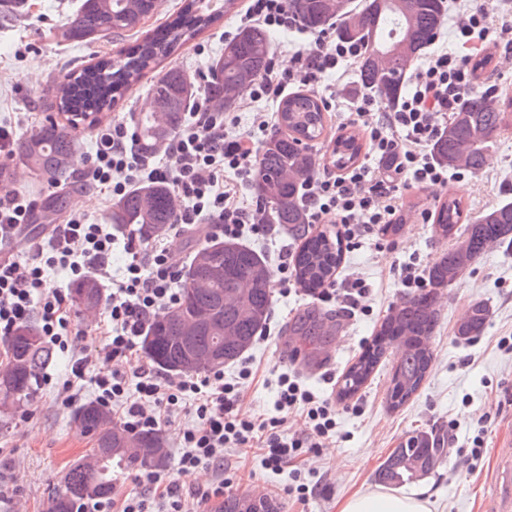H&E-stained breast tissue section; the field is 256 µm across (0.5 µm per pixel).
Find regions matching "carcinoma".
Returning <instances> with one entry per match:
<instances>
[{
  "instance_id": "carcinoma-1",
  "label": "carcinoma",
  "mask_w": 512,
  "mask_h": 512,
  "mask_svg": "<svg viewBox=\"0 0 512 512\" xmlns=\"http://www.w3.org/2000/svg\"><path fill=\"white\" fill-rule=\"evenodd\" d=\"M190 0L176 23L156 32L117 65L107 59L74 70L53 88L55 107L61 115L75 117L86 112L103 115L123 98L127 86L142 73L170 56L222 19ZM158 0H81L61 29L67 41L87 42L135 30L157 10ZM299 26L319 31L336 25L338 38L365 45L357 65L359 89L367 90L391 107L401 97L411 65L440 34L446 5L444 0H366L360 10H351L339 0H290ZM271 62L269 35L261 27L246 25L224 43V52L212 62L210 97L224 108L233 105L239 91L261 77ZM193 84L178 68L164 70L151 84L153 109L134 116L138 149L150 154L159 149L181 126L189 111ZM322 102L312 93L299 91L282 98L277 106V129L257 155L253 191L258 202L255 220L259 224L286 226L303 236L308 223L302 203L301 184L317 171L319 162L310 143L326 131ZM512 130V98L491 100L478 88L468 91L453 119L431 145V155L452 171L466 170L477 176L488 162L497 140ZM76 140L59 123H49L25 132L21 137V158L36 176L56 182L67 179ZM366 148L354 131L333 142L326 161L336 168L358 162ZM112 223L134 227L149 240L173 223L170 188L163 183L143 184L118 200L110 213ZM434 234L449 247L429 266V290L410 296L394 307L375 333V338L346 370L339 389L343 397L355 395L368 381L391 344L401 354L392 368L386 393L388 405L399 408L421 387L433 363L430 337L438 320V290L446 288L468 271L492 245L512 246V202H501L467 219L460 199L450 196L435 209ZM212 259L224 265V278L206 288H188L180 283V301L175 306L183 315L207 314L234 325L239 341L224 345V362L247 351L271 314V270L262 254L234 241L213 250ZM342 260V247L331 234L320 231L304 236L294 260L295 275L306 288L316 290L332 282ZM241 280H252L244 304L224 300V290ZM83 293L86 306L93 309L102 301L99 282L92 276L76 282L71 295ZM489 310L482 302L471 305L460 324L459 336L482 333ZM323 328L319 314L309 312L294 328L295 336H317ZM181 334L180 323L162 314L147 326L152 351L146 356L159 368L181 363L182 349L171 342ZM11 367L0 376V404L30 399L38 385V372L51 361L37 327L20 325L7 339ZM75 422L95 438V447L72 463L65 472L49 512H78L86 502L109 498L115 483L112 473L130 467L149 468L156 452H164L163 441L154 431L133 434L137 447L121 448L129 431L112 420L96 402L82 405ZM443 441L433 433L408 435L378 472L381 482L403 485L417 479V473L402 461L417 460L427 471L441 461Z\"/></svg>"
}]
</instances>
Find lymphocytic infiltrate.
<instances>
[{
	"label": "lymphocytic infiltrate",
	"instance_id": "obj_1",
	"mask_svg": "<svg viewBox=\"0 0 512 512\" xmlns=\"http://www.w3.org/2000/svg\"><path fill=\"white\" fill-rule=\"evenodd\" d=\"M457 16L454 35L460 53L433 51L411 91L395 108L377 113L371 98L352 99L351 112L374 164H356L343 171L326 168L303 182L302 199L311 223L340 225L348 249L360 246L376 227L394 223L403 205V181L422 188L447 185V169L426 148L471 89V58L489 45L512 49V22L500 20L471 0H458ZM245 17L272 30L296 28L288 0H247ZM363 52V45L356 42L315 38L313 50L296 56L293 69L269 66L254 83L252 97L278 101L291 87L319 82L329 71L356 65ZM237 122L236 113L218 109L208 94H201L186 123L162 151L149 156L135 152V132L127 123L101 125L95 154L81 169V179L107 200L123 197L140 182L167 184L176 202L168 231L176 236L239 240L250 233H266V225L255 221V204L241 189L253 177L258 143L274 128L275 119L264 117L255 131L228 136L226 127ZM37 207L34 199L10 191L0 193V252L15 246ZM114 242L111 225L87 223L83 214L73 212L65 223L53 225L47 248L36 249L24 261L0 260V335L10 336L17 326L34 320L41 336L62 352L68 349L73 322L67 295L51 286L49 270L67 269L75 281L95 274L110 287L97 324L100 352H85L73 361L71 377L57 393L61 405H73L78 399L77 384L88 379L97 402L129 430L170 426L183 413L193 418L180 430L182 451L173 470L148 475L152 498L112 500L113 512H149L152 500L161 505V512H200L203 504L224 494L225 449L253 446L258 447L268 469L292 465L293 490L298 499H306L309 487L301 479V461L336 428L327 400L291 376H283L279 408L303 417L309 426L308 432L287 437L280 431L283 419L261 420L240 409L237 388L225 382L223 370L178 379L155 371L139 356L137 340L148 321L178 303L176 285L182 268L173 262L164 241L144 247L131 238L126 242L129 262L120 273H113ZM99 357L110 363V370L88 376L89 367ZM202 466L213 469L216 482L183 490L179 475Z\"/></svg>",
	"mask_w": 512,
	"mask_h": 512
}]
</instances>
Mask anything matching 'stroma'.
Instances as JSON below:
<instances>
[{
  "mask_svg": "<svg viewBox=\"0 0 512 512\" xmlns=\"http://www.w3.org/2000/svg\"><path fill=\"white\" fill-rule=\"evenodd\" d=\"M74 0H24L20 16L0 28V126L23 134L56 117L51 89L77 63L101 58L120 61L144 37L171 22L184 0H166L162 11L136 30L91 43L63 40L59 28L72 11ZM243 8L164 59L162 68L177 66L191 79L209 74L210 64L222 51L229 34L241 26ZM204 55H197L198 47ZM10 191L38 203L63 193L69 211L89 222L108 221L109 207L90 195L80 182L63 184L36 178L19 158L5 160ZM460 198L467 214L475 216L512 200V132L501 136L481 175L450 177L447 185L420 189L403 186L407 205L403 230L396 236L375 235L361 248L343 254L341 272L354 274L369 287L366 312L355 314L320 301L316 294H284L273 288V309L267 341H255L244 354L253 375L238 380V364L225 365L224 378L237 381L240 407L264 418L278 417L277 394L283 374L302 381L328 400L336 429L327 447L308 454L302 478L310 488L306 501L289 495V469H266L257 449L241 448L224 457L229 482L224 491L246 495L263 487L277 498L284 512H339L345 499L377 485V472L399 442L416 431H433L445 440L446 455L426 478L410 483V490L429 489L436 512H489L487 491L494 480L499 449L512 445V349L500 341L512 337V248L495 246L459 279L439 292V321L431 338L435 356L432 369L418 392L402 407L386 401L387 378L399 353L389 350L375 372L354 396L338 394L347 368L357 359L389 313L408 296L398 272L413 264L427 269L444 245L423 218L447 195ZM483 302L489 317L480 336L463 340L456 326L474 302ZM310 309L335 314L338 325L316 337L313 345L292 341L289 326ZM72 316L76 326L67 353H55L41 376L64 382L71 362L97 334L85 312ZM53 386H39L32 400L0 408V512H48L50 499L71 463L94 446L92 435L73 420L74 407L55 402ZM480 448L472 456V448Z\"/></svg>",
  "mask_w": 512,
  "mask_h": 512,
  "instance_id": "obj_1",
  "label": "stroma"
}]
</instances>
